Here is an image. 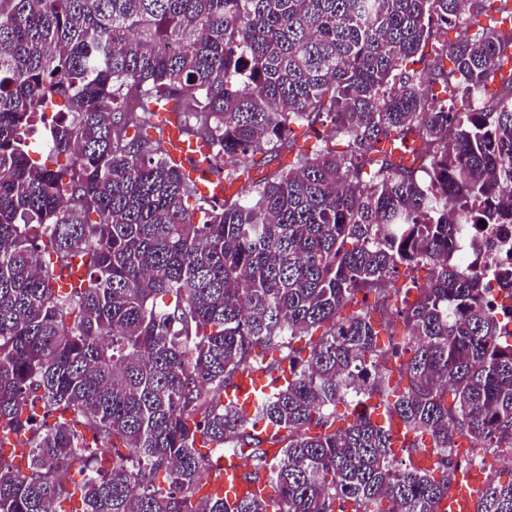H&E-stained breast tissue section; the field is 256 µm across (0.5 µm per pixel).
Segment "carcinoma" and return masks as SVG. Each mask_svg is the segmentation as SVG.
Masks as SVG:
<instances>
[{
  "label": "carcinoma",
  "mask_w": 512,
  "mask_h": 512,
  "mask_svg": "<svg viewBox=\"0 0 512 512\" xmlns=\"http://www.w3.org/2000/svg\"><path fill=\"white\" fill-rule=\"evenodd\" d=\"M464 17L433 75L483 90L480 112L406 70L433 22ZM506 18L512 0H0V430L28 434L25 468L0 465V512L77 496L82 512H439L458 438L478 462L512 449V333L454 258L457 225L512 218ZM153 104L226 183L250 173L241 155L294 163L205 198L140 136ZM327 118L346 151L320 138ZM294 125L319 144L298 149ZM407 150L431 156L426 179ZM76 257L84 287L64 292ZM258 370L251 411L224 401ZM428 446L436 468L412 470ZM226 448L274 504L196 500ZM479 512H512V470Z\"/></svg>",
  "instance_id": "cac0c4a2"
}]
</instances>
